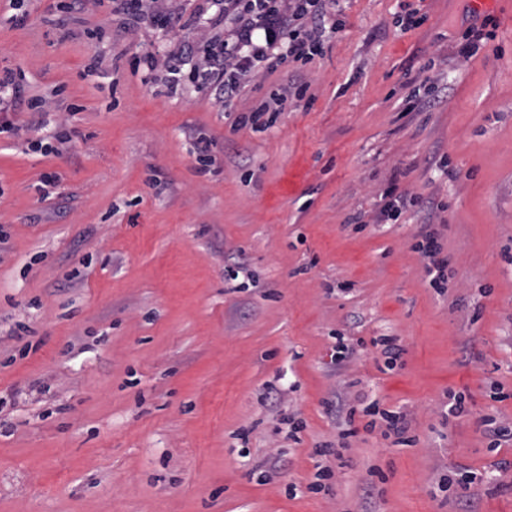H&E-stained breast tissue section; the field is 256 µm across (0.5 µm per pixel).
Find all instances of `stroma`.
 <instances>
[{
	"instance_id": "stroma-1",
	"label": "stroma",
	"mask_w": 512,
	"mask_h": 512,
	"mask_svg": "<svg viewBox=\"0 0 512 512\" xmlns=\"http://www.w3.org/2000/svg\"><path fill=\"white\" fill-rule=\"evenodd\" d=\"M57 3L14 26L0 0V68L50 100L0 134V512H512V443L482 426L512 424V0L481 4L497 29L469 59L467 0H336L343 29L287 69L311 103L261 132L234 118L285 71L224 106L171 93L134 59L204 23ZM392 185L444 208L377 223ZM426 221L439 290L412 249ZM374 400L414 445L351 414ZM458 467L482 484L439 491ZM435 224H421L418 231L420 239L413 250L419 253L424 262L425 272L430 277V285L433 288H441L446 279L448 269V256L443 255V245L440 242L438 230ZM386 415L389 435L393 434L395 437V444L398 446H412L414 439L408 436L409 420L407 415L400 413H389ZM484 436L489 439L490 448H500L502 442L512 441V428L498 421L497 417L487 414L482 418Z\"/></svg>"
}]
</instances>
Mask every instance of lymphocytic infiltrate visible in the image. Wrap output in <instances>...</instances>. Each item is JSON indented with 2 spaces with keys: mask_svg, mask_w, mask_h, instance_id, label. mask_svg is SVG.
Returning <instances> with one entry per match:
<instances>
[{
  "mask_svg": "<svg viewBox=\"0 0 512 512\" xmlns=\"http://www.w3.org/2000/svg\"><path fill=\"white\" fill-rule=\"evenodd\" d=\"M107 3L113 15L127 26L142 23L163 29H180L188 20L176 0H61L64 16L84 11L89 4ZM218 9L217 22L224 31L198 38L165 58L152 54L139 57L136 68L147 74L164 73L169 89L189 81L196 91L225 104L237 97L261 71L274 70L291 61L309 62L320 50V40L332 25L331 10L336 0H211ZM309 84L294 75L264 102L241 112L236 118L240 127L262 128V118L269 112H281L291 99L302 98ZM47 98H24L12 70H0V134L12 132V117L17 110L42 112ZM414 247L424 262L432 287L446 279L448 258L443 253L438 230L431 224L421 225Z\"/></svg>",
  "mask_w": 512,
  "mask_h": 512,
  "instance_id": "obj_1",
  "label": "lymphocytic infiltrate"
}]
</instances>
